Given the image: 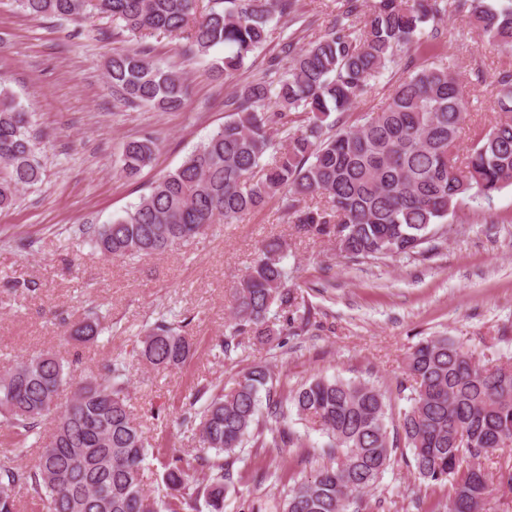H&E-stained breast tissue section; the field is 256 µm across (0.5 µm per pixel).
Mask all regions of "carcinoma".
I'll use <instances>...</instances> for the list:
<instances>
[{"instance_id": "carcinoma-1", "label": "carcinoma", "mask_w": 512, "mask_h": 512, "mask_svg": "<svg viewBox=\"0 0 512 512\" xmlns=\"http://www.w3.org/2000/svg\"><path fill=\"white\" fill-rule=\"evenodd\" d=\"M34 17L79 21L106 15L133 33L161 32L184 40L182 55L205 57L230 78L266 42L275 17L299 21L298 0H18ZM327 30L298 47L285 38L281 55L232 91L228 118L175 170L159 178L139 202L109 224L79 229L102 255L125 259L161 255L204 234L235 224L276 199L287 223L338 242L351 260L431 252L448 215L467 198L491 200L512 185V69L499 72L495 124L458 161L464 91L453 63L410 70L412 53L440 36L448 10L467 12L492 47L512 53V0H339ZM407 76L362 123L347 126L331 114L351 109L386 71ZM112 94L129 107L179 109L187 96L185 72L153 65L140 48L107 64ZM156 143L125 147L122 173L136 177L154 159ZM37 138L28 113L0 82V209L43 179ZM286 247L266 243L232 293L231 323L220 353L251 336L264 344L286 326L310 323L288 287ZM99 319L72 323L68 338L97 339ZM156 371L185 365L194 353L183 321L161 315L136 344ZM127 362L113 357L77 379L51 353L18 360L0 372V425L39 445L31 467L0 459V512H18L25 493L46 512H224L233 467L246 445L285 448L294 433L288 413L318 427L326 438L309 457L314 474L295 484L278 512H370L371 498L393 463L385 393L369 381L315 378L283 398L264 364L245 369L229 391L202 388L181 424L199 432V451L176 449L160 460L165 493L153 496L143 477L154 452L128 409ZM400 385L406 407L396 435L416 480L448 487L447 512H483L497 488L512 490V467L492 473L484 462L512 447V363L480 364L462 341L428 336L407 355ZM72 397L61 408L65 387ZM277 426L260 422L261 402Z\"/></svg>"}]
</instances>
